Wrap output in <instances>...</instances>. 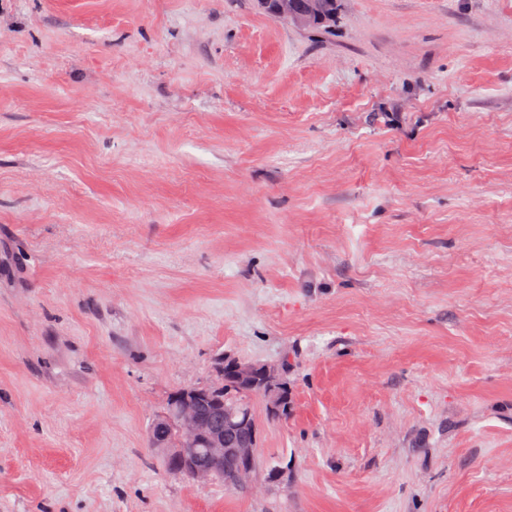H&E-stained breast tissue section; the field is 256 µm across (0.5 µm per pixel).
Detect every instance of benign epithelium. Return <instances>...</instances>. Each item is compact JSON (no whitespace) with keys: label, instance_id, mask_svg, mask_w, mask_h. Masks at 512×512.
I'll return each mask as SVG.
<instances>
[{"label":"benign epithelium","instance_id":"7a95c632","mask_svg":"<svg viewBox=\"0 0 512 512\" xmlns=\"http://www.w3.org/2000/svg\"><path fill=\"white\" fill-rule=\"evenodd\" d=\"M312 12L313 6L301 0H276L272 6L274 17L300 25ZM217 362L228 381H240L253 371L252 366L224 354ZM202 391L195 387L173 396L172 410L158 416L150 432L151 447L166 455L176 474L207 482L226 470L235 486L245 487L256 479L254 425L247 414L237 419L232 411H205L198 400ZM201 442L205 448L200 450L197 445Z\"/></svg>","mask_w":512,"mask_h":512}]
</instances>
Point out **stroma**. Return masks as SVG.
<instances>
[{"instance_id": "stroma-1", "label": "stroma", "mask_w": 512, "mask_h": 512, "mask_svg": "<svg viewBox=\"0 0 512 512\" xmlns=\"http://www.w3.org/2000/svg\"><path fill=\"white\" fill-rule=\"evenodd\" d=\"M222 353L284 483L150 445ZM0 512H512V0H0ZM272 14L275 18L292 21L303 25L313 12V6L300 2V0H275Z\"/></svg>"}]
</instances>
